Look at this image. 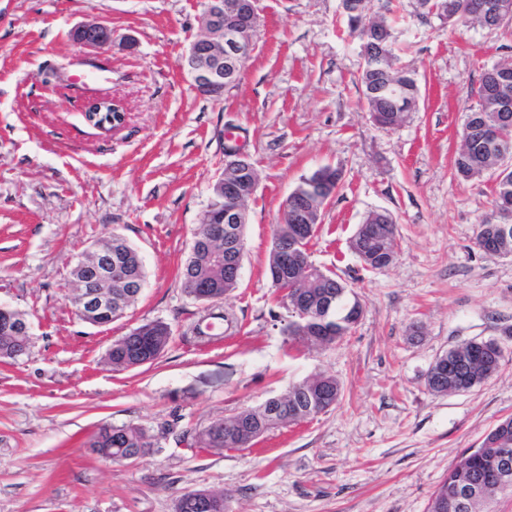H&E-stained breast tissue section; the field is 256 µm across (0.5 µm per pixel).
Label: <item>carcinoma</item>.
<instances>
[{"instance_id": "carcinoma-1", "label": "carcinoma", "mask_w": 512, "mask_h": 512, "mask_svg": "<svg viewBox=\"0 0 512 512\" xmlns=\"http://www.w3.org/2000/svg\"><path fill=\"white\" fill-rule=\"evenodd\" d=\"M362 4V13L347 16L350 34L359 42L364 63L358 78L362 103L367 112H395L398 98H418L420 89L414 75L400 67L388 69V73L398 78V95L393 96L384 89V81L380 69V61L366 56L371 40L383 41L382 51L395 57L393 49L392 29L386 15L392 11V0H355ZM451 2L459 12L460 25H466L465 19L468 6L472 0H417L419 14L428 15L430 10H440ZM378 6L383 13L378 15L379 30L374 27L361 26L363 14ZM488 90L487 76H482L478 89V103L471 107L467 118L478 128L475 147L467 154L458 152L454 157L455 175L468 180L490 173L494 179L491 215L495 221L482 220L478 225L476 239L492 234L500 221L512 222V167L502 170L491 169L490 152L498 147L512 149V122L504 124L497 118L496 106ZM319 225L310 224L301 235L297 248L300 279L310 278L311 287L305 289L304 295L310 308H316L330 297L335 298L334 306L329 314L336 324V335L321 345L329 346L347 336L352 326L349 325L350 308L346 307L345 295L340 289L347 284L336 278V274L325 272L313 264L309 254V242L318 231ZM213 224L207 217L200 218L193 235L189 254L181 268L180 277L187 294L195 301L206 305L205 324H197L196 335L209 341L218 338L211 332L210 325L229 321L223 310L224 298L235 291V288L224 283V255L218 253L222 245L212 237ZM112 245L118 251L117 270L128 282L121 286L127 293V305L134 304L145 283V269L138 251L122 236L110 234L101 245ZM397 229L390 223L389 233L378 239L369 240L368 252L379 258L396 253ZM319 323L314 317L303 318L292 314L291 320L284 327V332L295 341L301 340L304 331L314 332ZM171 328L162 321L142 324L134 331L114 340L106 353V363L117 371L130 370L150 364L157 360L166 350L171 340ZM26 349L20 346L14 337L0 331V362L18 360ZM451 368L448 370L443 387L439 394L466 392L492 377L499 369L503 354L498 352L493 341H470L450 349L446 353ZM316 385L327 395L329 401H338L341 394L340 383L335 377L323 373L316 374ZM290 423L284 418L272 424H265L253 408H245L238 413L218 419L206 427L184 434V440L191 448H243L253 443L267 432ZM87 447L99 457L112 462L131 461L150 453L155 447L154 436L143 428L133 424H104L94 432L87 441ZM512 457V417L500 420L482 439L479 447L471 448L448 472V477L434 494L433 507L430 512H457L456 497L464 489L474 484L482 486L483 492L476 496L470 504L469 512H488L486 506L499 493L512 494V470L503 472L501 456ZM208 495L215 503L212 512H228L227 497L224 491L203 489L191 491L180 496L177 512H198L194 496L198 493Z\"/></svg>"}]
</instances>
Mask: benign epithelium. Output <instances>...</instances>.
I'll use <instances>...</instances> for the list:
<instances>
[{
  "instance_id": "benign-epithelium-1",
  "label": "benign epithelium",
  "mask_w": 512,
  "mask_h": 512,
  "mask_svg": "<svg viewBox=\"0 0 512 512\" xmlns=\"http://www.w3.org/2000/svg\"><path fill=\"white\" fill-rule=\"evenodd\" d=\"M260 20L258 0H204L203 33L191 43L187 56V72L193 87L204 98L220 101L242 77L246 63L254 50V32ZM75 41L83 46L103 51L112 43V30L96 23L81 24L73 32ZM512 72L511 63L495 66L494 97L502 118H508L512 110L507 76ZM88 121L117 127L123 113L117 108L86 113ZM215 196L225 197L223 211L224 232H215L217 240L224 241V279L239 282L244 250L241 225L248 223L245 201L254 196L258 188V175L246 151L239 148L224 149V171L213 183ZM283 212H291V222L296 229L312 223L313 203L305 197L288 196L282 203ZM507 227H501L497 237L485 242L481 250L491 255L508 254ZM286 244L272 246L274 271L278 284L285 282L288 272ZM81 277L78 282V299L84 311V322L93 326L99 320H112V314H120L121 303L112 302V247L96 250L89 262H79ZM6 321L0 326L3 332L19 338L24 344L29 336L30 322L18 310L5 311ZM257 411L268 421L281 417L298 418L305 410L288 408V400L282 395L267 398Z\"/></svg>"
}]
</instances>
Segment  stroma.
Wrapping results in <instances>:
<instances>
[{
    "label": "stroma",
    "instance_id": "35a3bbf8",
    "mask_svg": "<svg viewBox=\"0 0 512 512\" xmlns=\"http://www.w3.org/2000/svg\"><path fill=\"white\" fill-rule=\"evenodd\" d=\"M398 5L394 36L421 96L389 132L362 105L361 49L340 0H260L256 49L221 102L201 97L185 67L203 0H0V305L31 321L26 355L0 363V512H176L204 488L223 490L230 512H430L449 469L512 416V256L475 244L492 181L453 173L480 75L512 60V37ZM86 22L111 28L105 52L73 40ZM101 98L124 113L115 129L85 119ZM230 128L259 185L241 280L223 304L233 323L203 342L205 311L179 269ZM323 166L341 189L310 256L363 308L327 347L283 333L288 311L267 270L281 201ZM374 210L397 224L383 270L350 247ZM111 232L139 252L146 282L122 317L95 327L74 314L70 269ZM156 320L172 330L163 356L112 371V342ZM487 340L503 351L494 376L463 393L429 389L439 355ZM318 372L342 394L314 419L244 450L184 441ZM106 423L145 428L153 451L122 463L91 454L84 443Z\"/></svg>",
    "mask_w": 512,
    "mask_h": 512
}]
</instances>
